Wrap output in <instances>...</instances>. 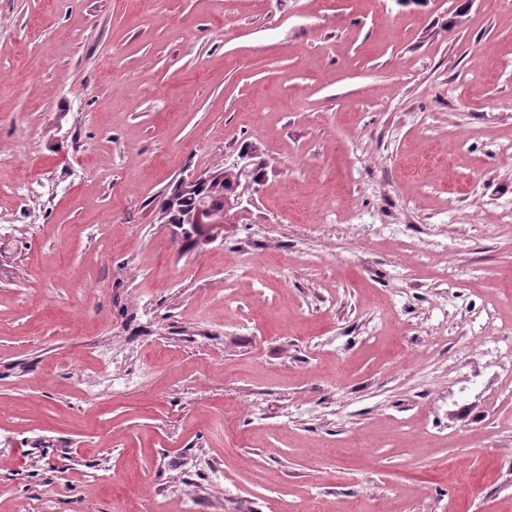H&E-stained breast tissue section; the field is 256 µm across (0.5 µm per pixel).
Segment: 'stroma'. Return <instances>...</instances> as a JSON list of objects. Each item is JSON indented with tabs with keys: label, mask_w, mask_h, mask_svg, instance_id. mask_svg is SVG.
I'll use <instances>...</instances> for the list:
<instances>
[{
	"label": "stroma",
	"mask_w": 512,
	"mask_h": 512,
	"mask_svg": "<svg viewBox=\"0 0 512 512\" xmlns=\"http://www.w3.org/2000/svg\"><path fill=\"white\" fill-rule=\"evenodd\" d=\"M510 142L512 0H0V512H512ZM224 179L220 181L218 178H213L203 186H200L197 191L190 193H179L180 186L177 183L172 189L169 200L166 203V210H170V215L181 220L189 212L195 211L199 208L210 207L212 209H221L225 204H229L230 200L234 202L232 197V181L225 178L227 174L234 173V170L224 168ZM221 172V173H222ZM237 212L233 215L228 213V208L225 206L221 214L213 216L207 223L213 226L229 223L232 221Z\"/></svg>",
	"instance_id": "obj_1"
}]
</instances>
